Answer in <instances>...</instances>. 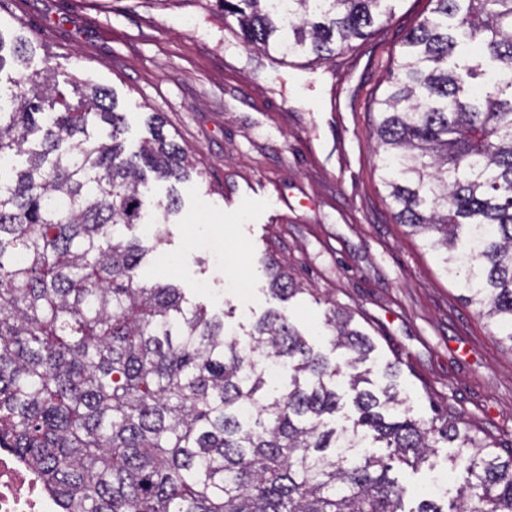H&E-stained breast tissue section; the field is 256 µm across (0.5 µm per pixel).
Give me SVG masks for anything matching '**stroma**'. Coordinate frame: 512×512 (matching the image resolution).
I'll return each instance as SVG.
<instances>
[{
  "label": "stroma",
  "mask_w": 512,
  "mask_h": 512,
  "mask_svg": "<svg viewBox=\"0 0 512 512\" xmlns=\"http://www.w3.org/2000/svg\"><path fill=\"white\" fill-rule=\"evenodd\" d=\"M430 0H398L391 17L342 57L274 65L226 27L212 0H0V27L30 39L31 68L113 90L127 151L163 131L198 173L141 270L242 334L275 310L308 340L337 306L374 341L373 382L396 364L416 416L447 410L501 457L512 455V350L443 273L438 256L398 224L380 181L374 101ZM302 294L268 291V260Z\"/></svg>",
  "instance_id": "stroma-1"
}]
</instances>
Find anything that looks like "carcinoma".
Instances as JSON below:
<instances>
[{
  "label": "carcinoma",
  "mask_w": 512,
  "mask_h": 512,
  "mask_svg": "<svg viewBox=\"0 0 512 512\" xmlns=\"http://www.w3.org/2000/svg\"><path fill=\"white\" fill-rule=\"evenodd\" d=\"M397 0H217L244 41L281 58L336 56ZM376 101L375 150L398 223L434 250L512 349V0H430ZM35 46L12 39L22 67ZM0 86V448L40 476L61 512H512L503 460L446 414H411L359 371L374 345L331 307L314 350L279 313L241 337L147 285L146 172L195 165L159 130L126 151L109 90L51 58ZM25 155L17 168L12 157ZM269 291L302 292L271 265ZM288 369L271 385L265 363ZM351 396V425L329 426ZM468 465L442 508L390 471Z\"/></svg>",
  "instance_id": "carcinoma-1"
}]
</instances>
